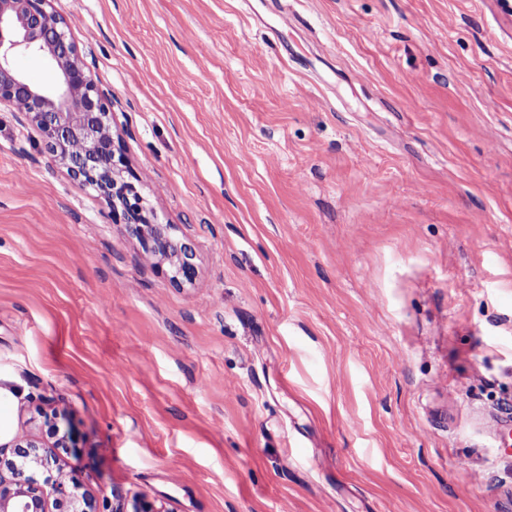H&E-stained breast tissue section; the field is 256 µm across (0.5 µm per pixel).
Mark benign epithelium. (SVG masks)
<instances>
[{"label":"benign epithelium","instance_id":"benign-epithelium-1","mask_svg":"<svg viewBox=\"0 0 512 512\" xmlns=\"http://www.w3.org/2000/svg\"><path fill=\"white\" fill-rule=\"evenodd\" d=\"M50 0H0V105L32 127L54 161L74 181L92 186L108 199L112 221L142 247L156 268H166L172 283L195 282L194 244L163 224L143 205L135 184L125 178L126 160L112 136L111 98L101 90L66 33V22L49 10ZM21 52L42 56L55 79L49 89L32 83L14 64ZM53 442L26 435L14 438L20 463L13 479L0 484V512H87L84 497L59 479L50 499L28 472L58 461L53 449L69 447L67 435L51 429Z\"/></svg>","mask_w":512,"mask_h":512}]
</instances>
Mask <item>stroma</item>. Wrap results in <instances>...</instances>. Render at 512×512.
<instances>
[{"mask_svg": "<svg viewBox=\"0 0 512 512\" xmlns=\"http://www.w3.org/2000/svg\"><path fill=\"white\" fill-rule=\"evenodd\" d=\"M154 269L0 109V374L93 512H512V27L482 0H51Z\"/></svg>", "mask_w": 512, "mask_h": 512, "instance_id": "stroma-1", "label": "stroma"}]
</instances>
